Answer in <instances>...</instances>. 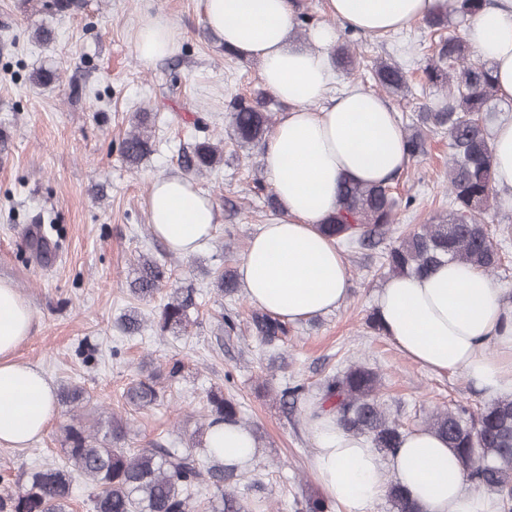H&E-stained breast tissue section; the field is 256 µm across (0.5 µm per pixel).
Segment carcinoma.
I'll return each instance as SVG.
<instances>
[{"instance_id":"carcinoma-1","label":"carcinoma","mask_w":512,"mask_h":512,"mask_svg":"<svg viewBox=\"0 0 512 512\" xmlns=\"http://www.w3.org/2000/svg\"><path fill=\"white\" fill-rule=\"evenodd\" d=\"M487 6V0L443 2L426 19L430 31L438 35L434 58L423 69L424 82L445 92V96L424 106L416 121L403 128L407 155L420 157L427 152V136L448 134V213L407 234H396L398 202L391 185L343 181L339 188L340 207L319 232L338 246L365 248L388 243L383 253L388 273L422 275L446 258L467 264L486 275L498 273L501 266L500 242L512 237L506 225L491 233L485 222L494 192L488 129L492 113L500 101L492 67L474 63V48L460 35H444L453 25L461 26ZM335 63L348 73L359 70L360 62L346 45L338 46ZM57 67L45 63L30 75L33 83L46 86L59 81ZM376 88L390 95H406L408 78L398 64L380 61L372 70ZM231 137L241 148H263L275 125V113L267 110V99L236 95L229 101ZM135 125L123 139L121 154L137 166L152 152L150 116L134 115ZM218 145L204 140L193 145L180 160L183 170L198 174L214 167ZM172 271L155 260L145 259L134 268L131 292L150 298L167 290L155 325L162 333H185L190 313L197 308L194 291L171 287ZM217 290L227 296L238 292L234 270L226 268L216 279ZM252 333L266 346L284 344L290 324L260 309L249 321ZM184 364L172 359L152 374L132 383L122 393L129 405L147 407L160 399V379L174 378ZM309 386L303 382L285 384L280 398L285 403L307 400ZM380 376L370 367L351 365L340 373L326 376L320 383L308 416L336 415L338 425L348 433L368 437L373 446L389 453L400 447L405 429L389 419L380 401ZM89 396L79 386L58 392L59 404L79 408ZM205 428L230 424L247 429L237 401L230 395L211 392L204 414ZM107 446L93 444L91 429L82 422L66 428L63 466L46 465L34 472L19 492L10 490V478L0 474V512H67L73 475L84 477L92 487L93 512H195L198 496L210 492L205 512H249L238 484L245 471L238 463H226L214 448L197 440L195 448H169L151 442L145 448H125L128 423L111 414L105 421ZM448 443L468 479L479 488L495 492L503 512H512V397L486 402L471 411L460 406L454 411L437 412L424 422ZM392 512H422L398 482L387 490Z\"/></svg>"}]
</instances>
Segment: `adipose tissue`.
Returning <instances> with one entry per match:
<instances>
[{"instance_id": "ef3b65f1", "label": "adipose tissue", "mask_w": 512, "mask_h": 512, "mask_svg": "<svg viewBox=\"0 0 512 512\" xmlns=\"http://www.w3.org/2000/svg\"><path fill=\"white\" fill-rule=\"evenodd\" d=\"M439 0H327L344 27L368 34L396 32L426 18ZM205 27L226 48L261 64L260 80L287 109L262 150L263 169L279 205L261 225L238 268L248 299L289 322L338 308L349 272L319 224L339 207L341 181L381 183L407 162L403 129L378 95L352 87L330 97L329 52L337 32L308 30V45L293 32L292 0H198ZM495 70L499 94L512 99V0L473 17L464 30ZM493 178L501 205L512 208V121L492 136ZM155 236L182 256L212 238L213 201L192 182L170 176L153 182L148 199ZM377 316L384 334L408 358L437 373L463 372L487 397L512 394V305L502 302L486 274L444 262L425 275L389 279L380 289ZM34 313L11 281L0 279V447L25 448L58 412L51 381L18 360ZM311 471L326 497L345 512H371L388 480L398 481L424 512H494L470 488L454 451L436 434L417 428L384 456L369 438L345 433L333 415L311 420ZM207 447L225 459L250 462L256 443L235 426L211 427Z\"/></svg>"}]
</instances>
